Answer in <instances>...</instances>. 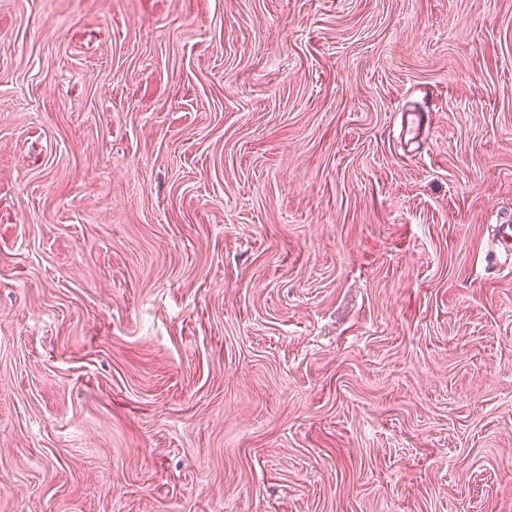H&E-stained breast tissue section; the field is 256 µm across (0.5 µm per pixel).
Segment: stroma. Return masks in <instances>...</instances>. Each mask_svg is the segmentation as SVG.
<instances>
[{"label":"stroma","mask_w":512,"mask_h":512,"mask_svg":"<svg viewBox=\"0 0 512 512\" xmlns=\"http://www.w3.org/2000/svg\"><path fill=\"white\" fill-rule=\"evenodd\" d=\"M510 215L512 0H0V512H512Z\"/></svg>","instance_id":"stroma-1"}]
</instances>
